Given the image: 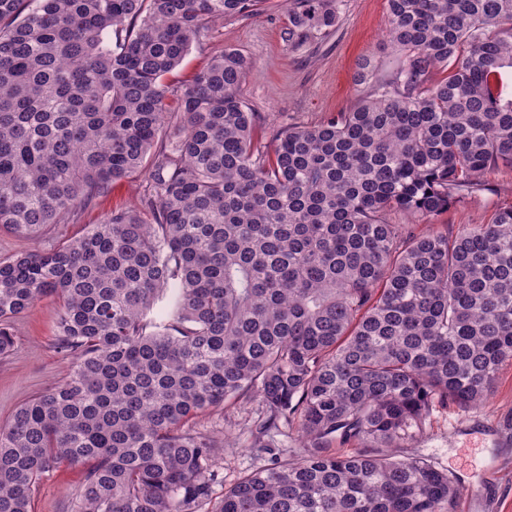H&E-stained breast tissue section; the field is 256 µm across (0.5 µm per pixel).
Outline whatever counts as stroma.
<instances>
[{
	"mask_svg": "<svg viewBox=\"0 0 512 512\" xmlns=\"http://www.w3.org/2000/svg\"><path fill=\"white\" fill-rule=\"evenodd\" d=\"M387 27L386 0H342L339 22L329 36L292 47L283 0H259L253 15L213 24L209 38L192 48L168 83L181 89L224 48L234 47L252 61L240 88L249 111L261 113L275 126L315 125L349 111L365 96V88L354 83L362 59L376 64L379 77L394 71L400 55L386 37ZM489 183L491 189L480 201L452 207L436 220V229L454 234L466 224L488 223L495 209L512 205V169L491 174ZM144 184L140 177L116 182L80 213L77 223L56 224L27 238L0 232V255L47 248L100 223L112 209L139 205ZM57 319L58 305L50 298L16 319L15 349L0 358V426L9 423L22 402L68 375L72 362L55 348ZM256 417L253 406L228 414L217 408L197 423L198 429L219 438L230 436L233 442L217 461L225 483L269 462L268 455L250 447L249 427ZM407 452L460 479L456 512H512V364L502 367L479 405L434 413ZM85 471V465L64 464L51 472L33 493L34 512H71Z\"/></svg>",
	"mask_w": 512,
	"mask_h": 512,
	"instance_id": "1",
	"label": "stroma"
}]
</instances>
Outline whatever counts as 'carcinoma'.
<instances>
[{"instance_id":"1","label":"carcinoma","mask_w":512,"mask_h":512,"mask_svg":"<svg viewBox=\"0 0 512 512\" xmlns=\"http://www.w3.org/2000/svg\"><path fill=\"white\" fill-rule=\"evenodd\" d=\"M256 2L0 0V230L146 180L143 208L0 258V356L52 296L73 359L0 427V512H32L63 463L89 464L74 512H455L457 479L399 449L512 362V206L451 235L390 215L431 222L512 168V0H387L396 72L362 60L356 106L266 142L238 49L174 107L166 83ZM340 2L289 0L288 40L329 34ZM255 399L252 448L294 430L293 460L216 499L230 444L197 419Z\"/></svg>"}]
</instances>
